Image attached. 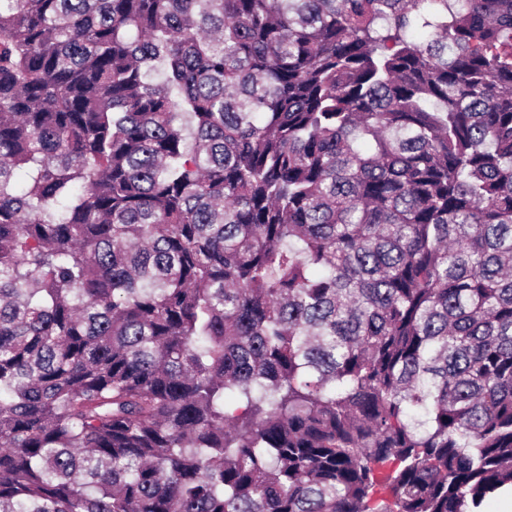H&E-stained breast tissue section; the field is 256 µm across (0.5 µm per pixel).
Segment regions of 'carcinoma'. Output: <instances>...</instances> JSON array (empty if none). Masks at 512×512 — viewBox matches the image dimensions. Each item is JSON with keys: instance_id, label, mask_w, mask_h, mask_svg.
Wrapping results in <instances>:
<instances>
[{"instance_id": "cac0c4a2", "label": "carcinoma", "mask_w": 512, "mask_h": 512, "mask_svg": "<svg viewBox=\"0 0 512 512\" xmlns=\"http://www.w3.org/2000/svg\"><path fill=\"white\" fill-rule=\"evenodd\" d=\"M508 488L512 0H0V512Z\"/></svg>"}]
</instances>
